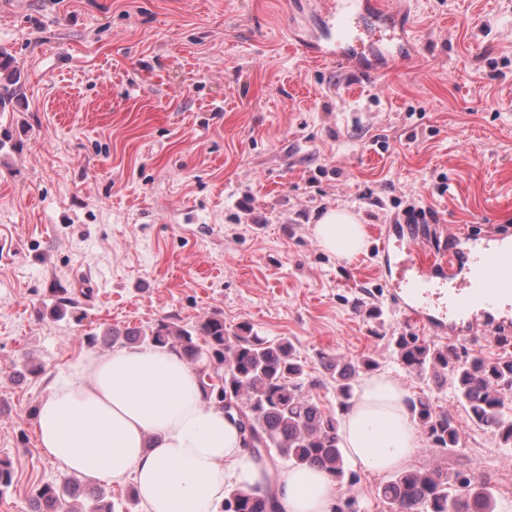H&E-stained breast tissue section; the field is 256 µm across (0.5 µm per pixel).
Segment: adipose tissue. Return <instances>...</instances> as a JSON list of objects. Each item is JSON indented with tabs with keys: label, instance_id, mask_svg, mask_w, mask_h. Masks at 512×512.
Returning a JSON list of instances; mask_svg holds the SVG:
<instances>
[{
	"label": "adipose tissue",
	"instance_id": "obj_1",
	"mask_svg": "<svg viewBox=\"0 0 512 512\" xmlns=\"http://www.w3.org/2000/svg\"><path fill=\"white\" fill-rule=\"evenodd\" d=\"M318 244L349 258L366 232L345 210L313 228ZM395 379H365L339 435L349 457L377 473L392 472L420 446ZM38 446L68 472L133 483L143 512H215L226 490L263 484V467L222 409L205 403L195 371L177 353L142 347L75 355L39 410ZM337 487L326 471L283 470L274 486L276 512H332Z\"/></svg>",
	"mask_w": 512,
	"mask_h": 512
}]
</instances>
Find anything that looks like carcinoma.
<instances>
[{
	"mask_svg": "<svg viewBox=\"0 0 512 512\" xmlns=\"http://www.w3.org/2000/svg\"><path fill=\"white\" fill-rule=\"evenodd\" d=\"M85 340L105 348L117 344L168 348L188 362L203 363L198 381L204 400L224 409L227 418H237L241 434L253 439L252 455L257 460L270 465L279 455L296 466L320 467L341 483H354L340 447L339 422L304 392L308 384L304 365L290 341L269 340L248 323L230 333L219 313L190 329L160 320L147 330L133 327L101 338L90 334ZM394 346L403 369L437 386L450 383L469 407L472 421L491 429L504 447H512V409L507 407L512 399V358L464 355L455 345L439 347L411 332L399 334ZM323 366L335 383L343 412L360 374L376 370L378 363L336 355L325 358ZM407 405L428 447L438 451L462 447V429L450 414L436 410L427 396L409 399ZM271 485L269 476L266 485L250 492L227 490L221 512H274ZM81 486L79 478L71 477L61 485L34 487L32 512H79L70 500ZM378 496L390 512H495L490 480L473 470L401 471L379 486ZM85 512H115V504L101 489Z\"/></svg>",
	"mask_w": 512,
	"mask_h": 512,
	"instance_id": "carcinoma-1",
	"label": "carcinoma"
}]
</instances>
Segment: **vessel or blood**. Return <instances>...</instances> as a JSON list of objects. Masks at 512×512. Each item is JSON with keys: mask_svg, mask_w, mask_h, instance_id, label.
Masks as SVG:
<instances>
[{"mask_svg": "<svg viewBox=\"0 0 512 512\" xmlns=\"http://www.w3.org/2000/svg\"><path fill=\"white\" fill-rule=\"evenodd\" d=\"M318 10L328 33L301 40L315 60H340L353 70L370 73L390 60H408L416 53L403 12L388 0H298L297 12ZM383 38L375 58L359 55L362 37ZM414 227L398 235L383 234L395 250L384 253L383 274L403 313L429 331L453 338L473 337L492 329L512 333V240L493 236L483 241L473 232L454 236L448 250L429 257L412 249Z\"/></svg>", "mask_w": 512, "mask_h": 512, "instance_id": "obj_1", "label": "vessel or blood"}]
</instances>
